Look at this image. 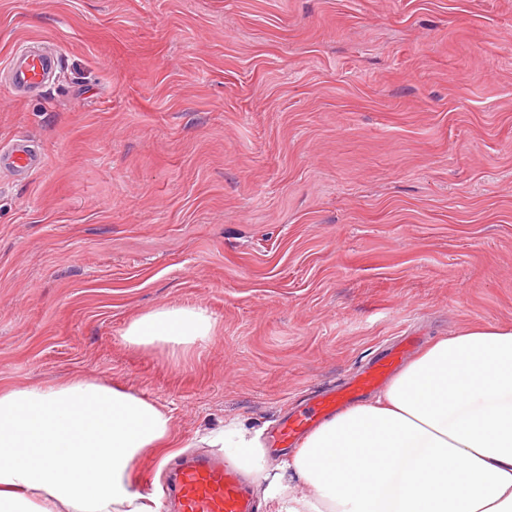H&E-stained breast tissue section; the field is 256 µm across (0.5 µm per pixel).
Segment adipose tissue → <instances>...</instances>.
Returning a JSON list of instances; mask_svg holds the SVG:
<instances>
[{"instance_id": "1", "label": "adipose tissue", "mask_w": 512, "mask_h": 512, "mask_svg": "<svg viewBox=\"0 0 512 512\" xmlns=\"http://www.w3.org/2000/svg\"><path fill=\"white\" fill-rule=\"evenodd\" d=\"M192 305L128 322L132 349L176 359L209 342ZM172 439V417L119 384L79 374L0 387V512H160L137 465ZM229 448L268 512H512V327L472 325L421 348L376 397L325 419L269 477L262 430L206 431Z\"/></svg>"}]
</instances>
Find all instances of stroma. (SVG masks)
I'll return each instance as SVG.
<instances>
[{
	"mask_svg": "<svg viewBox=\"0 0 512 512\" xmlns=\"http://www.w3.org/2000/svg\"><path fill=\"white\" fill-rule=\"evenodd\" d=\"M32 44L47 86L11 92ZM0 386L272 428L401 336L512 325V0H0ZM208 311L184 359L133 318ZM57 64V54L39 52L30 46L23 47L10 60V86L15 90L42 89ZM41 164V155L28 139H17L8 148L0 149V170L15 176L31 173ZM216 333V321L204 309L192 305L153 309L128 322L122 339L132 349L157 351L178 359L209 342Z\"/></svg>",
	"mask_w": 512,
	"mask_h": 512,
	"instance_id": "1",
	"label": "stroma"
}]
</instances>
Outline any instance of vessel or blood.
I'll list each match as a JSON object with an SVG mask.
<instances>
[{"instance_id": "b4317fda", "label": "vessel or blood", "mask_w": 512, "mask_h": 512, "mask_svg": "<svg viewBox=\"0 0 512 512\" xmlns=\"http://www.w3.org/2000/svg\"><path fill=\"white\" fill-rule=\"evenodd\" d=\"M58 64L52 53L31 47L18 50L10 60L8 80L17 90L43 88ZM42 164L41 156L30 140L18 139L0 149V170L20 176ZM401 356L393 351L373 359L356 379L336 391L315 396L310 405L288 419L277 433L279 447H292L328 413L357 398L361 393L382 385L400 366ZM174 512H255L253 494L239 474L223 460L207 452L177 464L172 471Z\"/></svg>"}]
</instances>
